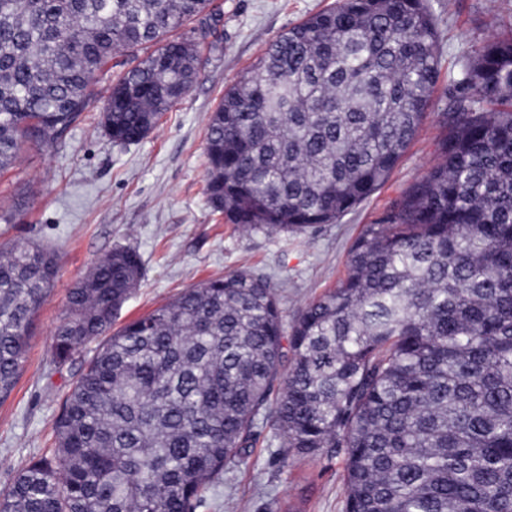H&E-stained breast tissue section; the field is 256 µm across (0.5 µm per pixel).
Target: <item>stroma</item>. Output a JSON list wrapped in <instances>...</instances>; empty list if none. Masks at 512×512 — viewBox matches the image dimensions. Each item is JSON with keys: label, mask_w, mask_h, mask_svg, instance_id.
Returning a JSON list of instances; mask_svg holds the SVG:
<instances>
[{"label": "stroma", "mask_w": 512, "mask_h": 512, "mask_svg": "<svg viewBox=\"0 0 512 512\" xmlns=\"http://www.w3.org/2000/svg\"><path fill=\"white\" fill-rule=\"evenodd\" d=\"M334 0H213L220 14L205 68L187 95L141 141L113 145L92 104L62 138L28 145L0 171V245L34 242L58 256L54 285L36 315L18 382L0 402V488L57 446L55 420L99 341L56 363L52 332L68 294L115 246L135 248L144 276L119 323L169 302L185 289L245 270L268 280L291 326L302 309L335 288L364 225L379 223L441 158L445 114L462 88L476 49L512 33V0H427L438 57L430 106L387 184L333 224L302 233L237 228L206 202L208 120L224 92L249 71L267 44ZM270 426L256 429L239 466L225 472L196 512H343V458H283Z\"/></svg>", "instance_id": "obj_1"}]
</instances>
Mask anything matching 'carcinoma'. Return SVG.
Returning a JSON list of instances; mask_svg holds the SVG:
<instances>
[{"instance_id": "1", "label": "carcinoma", "mask_w": 512, "mask_h": 512, "mask_svg": "<svg viewBox=\"0 0 512 512\" xmlns=\"http://www.w3.org/2000/svg\"><path fill=\"white\" fill-rule=\"evenodd\" d=\"M210 5L0 0V170L60 139L102 82L105 134L144 138L200 73ZM436 77L425 0L306 17L212 112L210 204L245 230L338 221L389 180ZM464 85L440 162L366 225L287 338L247 271L114 332L141 258L101 260L69 292L54 358L107 340L65 399L56 451L0 490V512H193L261 423L289 452L343 455L345 512H512V36L476 50ZM57 269L34 243L0 249V399Z\"/></svg>"}]
</instances>
